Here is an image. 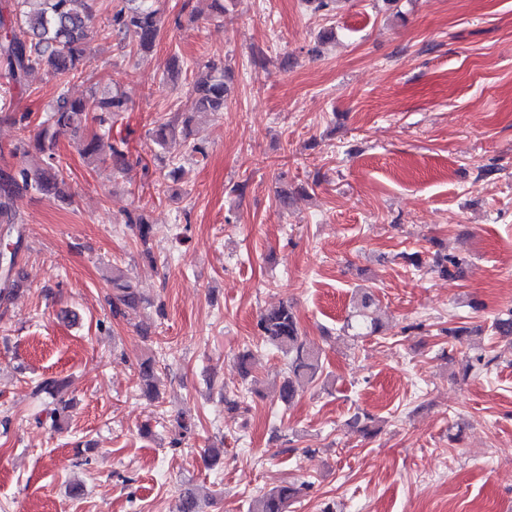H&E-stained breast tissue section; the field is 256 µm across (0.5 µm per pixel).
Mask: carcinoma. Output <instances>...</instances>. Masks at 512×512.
Listing matches in <instances>:
<instances>
[{
	"label": "carcinoma",
	"instance_id": "1",
	"mask_svg": "<svg viewBox=\"0 0 512 512\" xmlns=\"http://www.w3.org/2000/svg\"><path fill=\"white\" fill-rule=\"evenodd\" d=\"M41 8L28 9L31 0H12L9 15L0 13V62L3 63L7 87L0 95V122L25 128L30 113L16 108L13 91L26 85L28 77L43 69L56 82L57 96L50 107L42 128L32 140L21 139L14 144L11 154L22 162L13 168L0 169V224L7 226L13 237L0 251L8 260L0 271V307L7 305L20 289L21 279L13 276L19 253L25 247L21 222L14 209L15 194L21 190L40 195H54L61 202H72L67 175L56 152L58 138L68 133L73 137L80 155L94 164L124 157L122 146L126 140L107 142L112 125L121 113L128 111V98L121 91L109 97L92 92L84 97L70 96L71 81L86 72L91 59L89 52L92 23L88 0H38ZM130 39L137 48L148 52L160 35V17L153 0H126V5L112 13L104 37ZM229 93L228 73L223 67L212 65L207 73L192 84L186 109L175 112L150 132L153 143L160 149L175 139L182 140L186 151L205 155L204 148L192 141L191 122L195 115H207L224 109ZM124 223L137 226L140 239L147 242L150 221L145 210L135 207L125 213ZM463 259L435 251L432 266L448 275L458 269ZM141 298L132 281L122 275L112 276L111 311L115 317L127 318L137 312ZM376 299L370 292L362 293L354 315L344 329L354 338L373 336L380 325L370 316ZM259 335L288 359V375L284 378L279 397L285 404L296 398L307 385L322 374L319 350L301 336L300 325L292 306L280 304L263 312L258 320ZM139 389L148 400L158 396L156 361L148 357L139 365ZM66 386L63 379L47 378L39 381L33 396L50 399L46 408L52 426L69 408L60 394ZM309 485L283 484L255 499L250 512H288L290 503L300 498Z\"/></svg>",
	"mask_w": 512,
	"mask_h": 512
}]
</instances>
